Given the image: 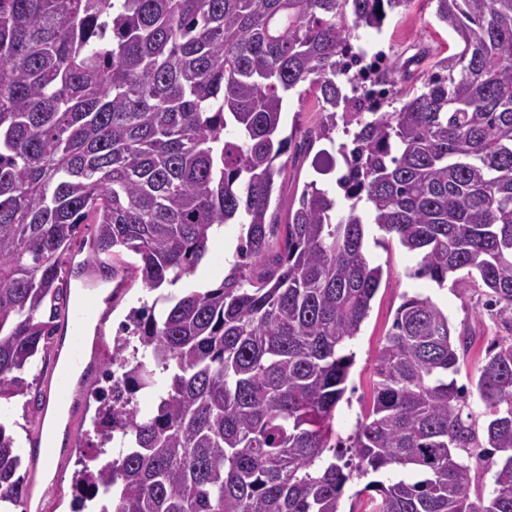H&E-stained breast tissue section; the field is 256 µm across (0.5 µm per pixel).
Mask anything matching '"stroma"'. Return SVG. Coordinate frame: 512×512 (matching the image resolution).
I'll use <instances>...</instances> for the list:
<instances>
[{"label":"stroma","instance_id":"obj_1","mask_svg":"<svg viewBox=\"0 0 512 512\" xmlns=\"http://www.w3.org/2000/svg\"><path fill=\"white\" fill-rule=\"evenodd\" d=\"M378 34L384 38L386 60L390 63L406 60L421 49L426 50V60L431 63L461 48L458 36L437 21L433 5L427 4L426 0H414L408 10L389 14L382 30L358 29L353 42L358 45ZM342 167L343 161L335 146L325 139L317 141L305 157L288 165L277 196L281 203H290L311 181L317 182L322 188H334ZM243 233L241 225H225L223 237L211 239L205 258L188 279L189 284H219L235 259ZM365 245L374 263L382 265L384 274L371 302L369 315L350 347L354 364L347 380L346 394L338 404L333 419V430L342 438L351 433L357 417L371 401L373 359L403 295L430 297L447 312L456 330L468 333L470 346L466 361L456 376L457 385L468 387L475 382L478 377L476 368L484 360L487 350L507 334L506 329L486 310L482 289L471 285L462 291L450 281L440 286L427 279L411 278L410 272L419 260L418 255L407 251L397 241L386 239L384 232L376 225H367ZM135 261L134 255H126L123 268L128 284L120 296L110 302L109 317L98 334L84 344L85 350H97L99 358L91 364L67 412L66 444L62 458L32 463L30 442L36 432L44 430L45 413H32L21 397L0 404V421L6 423L7 434L12 435L20 450L21 472L28 485L26 502L14 507L13 512L74 510L71 486L83 449L88 446L89 436L94 432L93 420L97 408L96 401L88 392L89 385L99 379L104 363L110 359L112 342L129 311L153 303L156 297L154 291L145 288L141 280L135 277L132 271Z\"/></svg>","mask_w":512,"mask_h":512}]
</instances>
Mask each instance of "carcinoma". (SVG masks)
<instances>
[{
  "label": "carcinoma",
  "instance_id": "obj_1",
  "mask_svg": "<svg viewBox=\"0 0 512 512\" xmlns=\"http://www.w3.org/2000/svg\"><path fill=\"white\" fill-rule=\"evenodd\" d=\"M463 49L390 102L356 95L353 31L412 0H0V400L47 349L68 304L70 250L95 251L151 291L193 274L214 226L242 224L219 285L132 310L94 388L98 469L73 494L113 512H340L352 470L369 512H512V336L476 391L467 337L430 298L404 297L373 360L372 401L345 440L331 419L383 277L365 225L420 255L413 278L485 289L512 332V0H429ZM421 62L414 55L378 81ZM313 98L309 140L335 142L347 204L312 181L271 212L293 136L284 99ZM392 110H382L383 104ZM168 381L156 409L135 394ZM0 424V502L26 491ZM493 471L486 495L473 468Z\"/></svg>",
  "mask_w": 512,
  "mask_h": 512
}]
</instances>
